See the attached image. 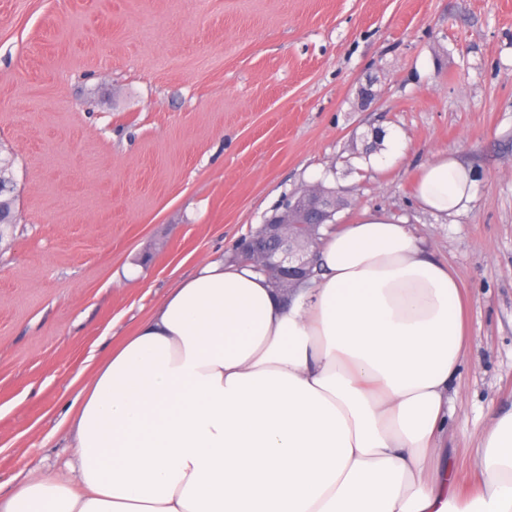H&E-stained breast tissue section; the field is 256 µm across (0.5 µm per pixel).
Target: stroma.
<instances>
[{
  "label": "stroma",
  "instance_id": "stroma-1",
  "mask_svg": "<svg viewBox=\"0 0 512 512\" xmlns=\"http://www.w3.org/2000/svg\"><path fill=\"white\" fill-rule=\"evenodd\" d=\"M390 130L406 147L380 169ZM0 142L1 494L63 469L82 381L197 261L319 183L346 201L334 225L385 212L455 272L441 445L475 487L512 410V0H0ZM440 152L476 180L446 219L414 197ZM5 152L2 156V152ZM14 156L0 143V224H13L15 213Z\"/></svg>",
  "mask_w": 512,
  "mask_h": 512
}]
</instances>
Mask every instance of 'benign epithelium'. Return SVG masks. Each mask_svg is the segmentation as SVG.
Listing matches in <instances>:
<instances>
[{"instance_id": "7a95c632", "label": "benign epithelium", "mask_w": 512, "mask_h": 512, "mask_svg": "<svg viewBox=\"0 0 512 512\" xmlns=\"http://www.w3.org/2000/svg\"><path fill=\"white\" fill-rule=\"evenodd\" d=\"M289 211L307 214V222L319 224L323 220L320 188L315 186L301 192ZM303 228L290 224L284 215L275 224H266L260 233L243 239L239 255L269 276L278 288L291 290L303 284L314 263L315 250L298 245L295 235Z\"/></svg>"}]
</instances>
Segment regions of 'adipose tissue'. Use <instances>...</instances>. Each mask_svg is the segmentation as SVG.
I'll list each match as a JSON object with an SVG mask.
<instances>
[{
	"instance_id": "obj_1",
	"label": "adipose tissue",
	"mask_w": 512,
	"mask_h": 512,
	"mask_svg": "<svg viewBox=\"0 0 512 512\" xmlns=\"http://www.w3.org/2000/svg\"><path fill=\"white\" fill-rule=\"evenodd\" d=\"M473 186L443 153L416 197L445 218ZM319 264L286 302L246 264L201 260L71 403L72 461L0 512H512V411L475 450L476 493L439 445L465 347L454 272L368 209Z\"/></svg>"
}]
</instances>
